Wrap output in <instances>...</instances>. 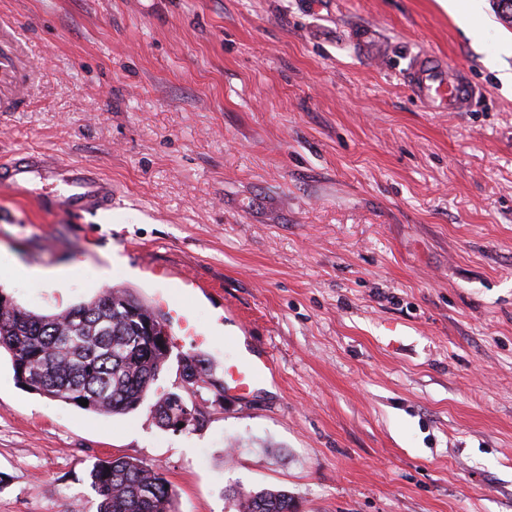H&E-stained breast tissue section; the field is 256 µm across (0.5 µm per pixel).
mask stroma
Listing matches in <instances>:
<instances>
[{"instance_id": "35a3bbf8", "label": "stroma", "mask_w": 512, "mask_h": 512, "mask_svg": "<svg viewBox=\"0 0 512 512\" xmlns=\"http://www.w3.org/2000/svg\"><path fill=\"white\" fill-rule=\"evenodd\" d=\"M37 74L0 112V159L97 168L112 207L0 192V250L68 267L22 307L55 313L107 286L147 294L142 262L212 290L271 355L235 397L213 339L202 380L172 345L148 407L85 411L25 389L0 353V512H96L93 464L143 462L175 512H233L229 490L285 489L298 512H512V23L495 0H0ZM439 54L474 87L436 112L407 85ZM116 263H108V256ZM180 398L181 396L179 394L168 392L156 396L155 401L150 404V413L161 427H166L171 421H176L185 414L180 403ZM185 410L186 414L181 420V423H184V426L178 427V425L175 424L170 426L169 429L181 431L191 422V412L187 406L185 407Z\"/></svg>"}]
</instances>
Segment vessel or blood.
Instances as JSON below:
<instances>
[{"mask_svg":"<svg viewBox=\"0 0 512 512\" xmlns=\"http://www.w3.org/2000/svg\"><path fill=\"white\" fill-rule=\"evenodd\" d=\"M30 71L20 40L12 29L0 27V112H12L25 102L24 91ZM408 83L418 99L443 112L465 110L472 98L468 78L447 68L435 55L421 54L408 72ZM36 185L54 187L52 202L73 214L94 213L112 206V182L92 167L66 162L44 153L21 152L9 163L0 164V189L28 190ZM145 282L153 308L164 310L172 330L195 337L204 346L207 336L218 335V328H197L184 297L199 298L204 289L193 277L175 273L164 264H150ZM267 355L237 351L233 363L224 368L228 390L240 392L271 373Z\"/></svg>","mask_w":512,"mask_h":512,"instance_id":"b4317fda","label":"vessel or blood"}]
</instances>
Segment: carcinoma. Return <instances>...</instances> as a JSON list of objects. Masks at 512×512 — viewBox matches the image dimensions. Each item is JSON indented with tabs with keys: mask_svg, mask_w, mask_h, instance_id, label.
Here are the masks:
<instances>
[{
	"mask_svg": "<svg viewBox=\"0 0 512 512\" xmlns=\"http://www.w3.org/2000/svg\"><path fill=\"white\" fill-rule=\"evenodd\" d=\"M156 315L128 290L108 288L59 313L38 314L0 287V349L29 390L85 411L125 415L141 407L169 356L142 332ZM88 400L83 407L78 400ZM165 427L184 415L180 395L168 392L149 406ZM98 512H173L172 491L160 473L123 457L89 472ZM235 512H295L286 490L231 491Z\"/></svg>",
	"mask_w": 512,
	"mask_h": 512,
	"instance_id": "obj_1",
	"label": "carcinoma"
}]
</instances>
